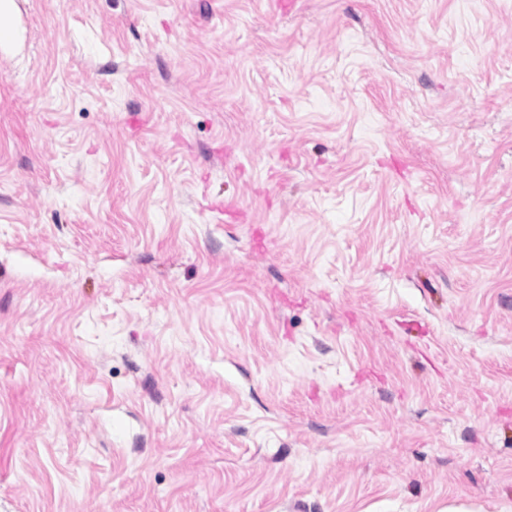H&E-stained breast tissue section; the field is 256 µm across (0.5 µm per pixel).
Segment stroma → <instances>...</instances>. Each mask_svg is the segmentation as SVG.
Listing matches in <instances>:
<instances>
[{
    "label": "stroma",
    "mask_w": 512,
    "mask_h": 512,
    "mask_svg": "<svg viewBox=\"0 0 512 512\" xmlns=\"http://www.w3.org/2000/svg\"><path fill=\"white\" fill-rule=\"evenodd\" d=\"M13 0L0 512H512V0Z\"/></svg>",
    "instance_id": "35a3bbf8"
}]
</instances>
